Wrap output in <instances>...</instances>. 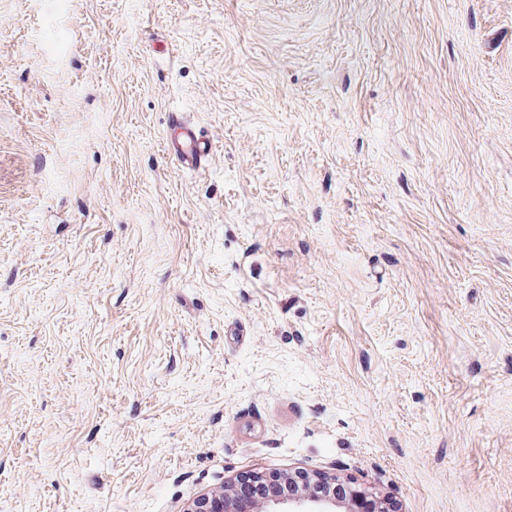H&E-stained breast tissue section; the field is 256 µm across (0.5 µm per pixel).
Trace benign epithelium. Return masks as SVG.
Here are the masks:
<instances>
[{"label":"benign epithelium","instance_id":"1","mask_svg":"<svg viewBox=\"0 0 512 512\" xmlns=\"http://www.w3.org/2000/svg\"><path fill=\"white\" fill-rule=\"evenodd\" d=\"M249 477L257 482L277 479L288 487L280 497L265 499L258 503L259 512H357L356 502L361 497H369L375 504V512H390L386 498L373 488H362L350 484L349 495L341 500L327 494H309L297 490V483H334L340 479L336 474L308 473L299 471L288 475H268L263 472L251 473ZM240 487L238 481L224 484V489L199 497L190 512H233L235 510L233 492Z\"/></svg>","mask_w":512,"mask_h":512}]
</instances>
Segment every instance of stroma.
Wrapping results in <instances>:
<instances>
[{
  "instance_id": "stroma-1",
  "label": "stroma",
  "mask_w": 512,
  "mask_h": 512,
  "mask_svg": "<svg viewBox=\"0 0 512 512\" xmlns=\"http://www.w3.org/2000/svg\"><path fill=\"white\" fill-rule=\"evenodd\" d=\"M255 471L512 512V0H0V512ZM168 126L171 132L165 138L164 153L175 158L182 168L196 173L205 171V160L213 150L212 142L203 139L180 112L169 114Z\"/></svg>"
}]
</instances>
